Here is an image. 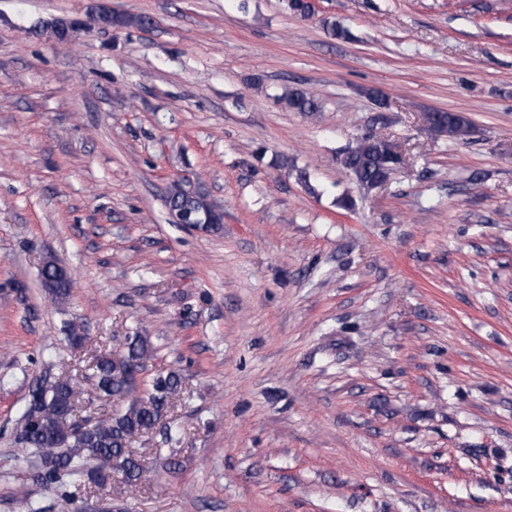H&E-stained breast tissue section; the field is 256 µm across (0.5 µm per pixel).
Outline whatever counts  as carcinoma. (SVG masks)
I'll return each mask as SVG.
<instances>
[{
    "label": "carcinoma",
    "instance_id": "1",
    "mask_svg": "<svg viewBox=\"0 0 512 512\" xmlns=\"http://www.w3.org/2000/svg\"><path fill=\"white\" fill-rule=\"evenodd\" d=\"M100 23L113 27H147L151 19L146 15L106 14ZM278 102L293 112L320 111L318 98L297 88L285 89ZM433 129L450 139L464 140L470 135V122L461 115L441 112ZM399 158L401 152L392 141L361 136L347 146L342 164L353 180L370 188L383 173L384 163ZM166 206L170 211L188 213L209 224H220L224 219L220 203L181 181L171 185ZM40 274L43 286L57 298L68 296L70 278L55 259L45 258ZM122 356L129 368L126 373L114 367L110 356H98L94 364L98 392L112 400V414L107 418L77 422L73 406L82 392L77 377L43 381L33 387L18 433L26 447L36 449L37 479L62 486L77 480L102 486L112 473L118 472L124 484L133 487L149 478L150 471L144 460L133 454L131 445L180 397L182 382L175 372L142 383L137 381V375L154 356L148 337L138 332L125 337Z\"/></svg>",
    "mask_w": 512,
    "mask_h": 512
}]
</instances>
